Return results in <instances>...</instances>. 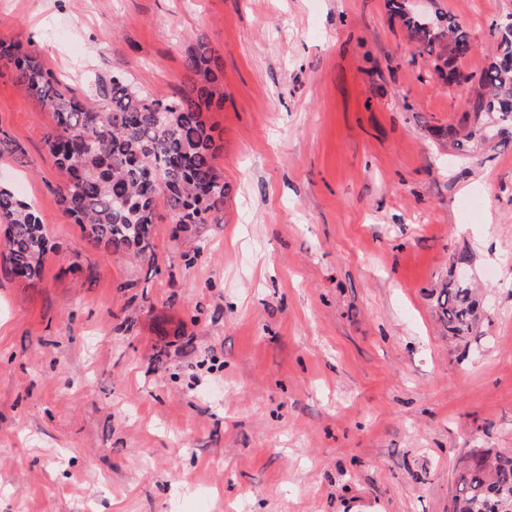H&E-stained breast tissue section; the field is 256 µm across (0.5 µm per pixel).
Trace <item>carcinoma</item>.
Masks as SVG:
<instances>
[{
	"mask_svg": "<svg viewBox=\"0 0 512 512\" xmlns=\"http://www.w3.org/2000/svg\"><path fill=\"white\" fill-rule=\"evenodd\" d=\"M419 52L432 56L434 71L456 81L460 59L473 51L469 35L451 18L431 21L388 0ZM189 82L173 97L157 99L138 90L123 73L99 86L101 108L61 90V81L38 56L0 41V66L28 96L52 113L45 144L64 176L59 203L79 224L88 243L106 251L147 256L152 225L163 202L184 232L223 222L228 188L215 159L222 136L207 114L224 108L222 64L200 34L184 59ZM469 111L480 122L499 120V144L512 142V30L501 31L496 53L482 70ZM481 128H449L455 149L473 152ZM0 228L6 239L3 272L40 279L47 241L38 212L0 183ZM448 335L464 340L481 315L477 289L448 274L436 299ZM452 512H512V451L475 456L464 465L452 496Z\"/></svg>",
	"mask_w": 512,
	"mask_h": 512,
	"instance_id": "cac0c4a2",
	"label": "carcinoma"
}]
</instances>
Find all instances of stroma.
<instances>
[{"label":"stroma","mask_w":512,"mask_h":512,"mask_svg":"<svg viewBox=\"0 0 512 512\" xmlns=\"http://www.w3.org/2000/svg\"><path fill=\"white\" fill-rule=\"evenodd\" d=\"M474 49L450 86L387 0H0V40L75 92L167 98L207 37L223 67L224 220L152 257L92 247L57 202L53 116L0 77V181L50 244L0 273V512H449L512 449V146L458 126L512 0H428ZM204 243L193 256L196 243ZM471 258L486 316L436 298ZM481 128L482 127H476L470 129L467 132L460 133L458 129L451 127L448 128L444 133L445 136L450 135V137L453 139V145L458 152L461 154H467L474 151L473 149L477 141V135H479L480 138L482 137V134H480ZM469 266L468 254L460 253L453 256L451 262L454 266ZM448 272V281L440 289L436 304L438 318L448 336L458 340H465L473 332V326L479 320L481 304L477 289L471 284L456 282L453 278V271Z\"/></svg>","instance_id":"1"}]
</instances>
